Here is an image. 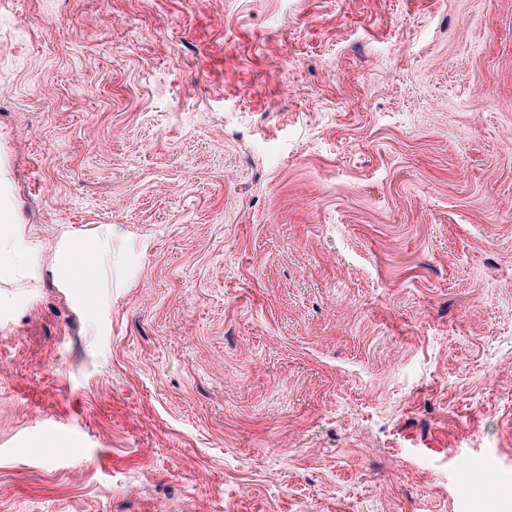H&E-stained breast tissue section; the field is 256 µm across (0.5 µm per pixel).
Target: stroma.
Returning a JSON list of instances; mask_svg holds the SVG:
<instances>
[{"label": "stroma", "mask_w": 512, "mask_h": 512, "mask_svg": "<svg viewBox=\"0 0 512 512\" xmlns=\"http://www.w3.org/2000/svg\"><path fill=\"white\" fill-rule=\"evenodd\" d=\"M0 191V512H512V0H0ZM0 224V283L8 284L25 264V225L2 207L1 191ZM87 255L94 263V288H107L102 275V261L108 258L112 265L111 229L93 238L72 237L58 246L52 258L51 271L64 288H85L71 277L70 268L75 259Z\"/></svg>", "instance_id": "1"}]
</instances>
